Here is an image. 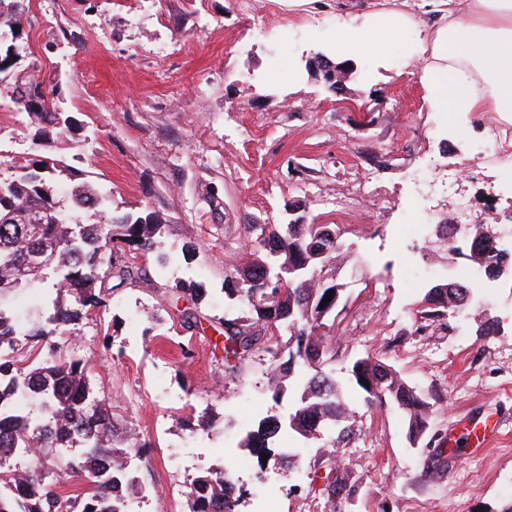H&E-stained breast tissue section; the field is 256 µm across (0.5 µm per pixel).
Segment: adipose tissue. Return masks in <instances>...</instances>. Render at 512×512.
Returning a JSON list of instances; mask_svg holds the SVG:
<instances>
[{
    "instance_id": "obj_1",
    "label": "adipose tissue",
    "mask_w": 512,
    "mask_h": 512,
    "mask_svg": "<svg viewBox=\"0 0 512 512\" xmlns=\"http://www.w3.org/2000/svg\"><path fill=\"white\" fill-rule=\"evenodd\" d=\"M432 22L409 50L421 64L430 111L445 112L463 95L465 112H512V0H422ZM412 13L390 7L346 29L336 49L374 51L413 25Z\"/></svg>"
}]
</instances>
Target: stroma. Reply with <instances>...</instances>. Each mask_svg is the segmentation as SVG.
<instances>
[{
	"label": "stroma",
	"instance_id": "stroma-1",
	"mask_svg": "<svg viewBox=\"0 0 512 512\" xmlns=\"http://www.w3.org/2000/svg\"><path fill=\"white\" fill-rule=\"evenodd\" d=\"M320 2L313 13L283 0L30 2L21 63L38 64L50 107L78 124L53 135L54 152L113 211H151L164 225L156 252L124 249L141 278L55 338L87 364L117 432L143 444L132 512H185L191 479L226 467L235 512H255L267 495L277 512H502L512 503V272L479 303L498 323L494 335L479 333L473 311L422 319L427 288L466 266L435 232L418 242L401 231L426 208L446 220L463 200L512 254V185L498 177L500 158L479 153L482 120L459 136L447 113L428 111L406 55L417 27L385 54L354 56L332 88L314 59L335 54L354 15ZM42 151L36 124L0 98V174ZM292 206L339 226L349 248L327 343L350 412L344 425L294 441L289 469L240 441L262 418L287 419L294 393L273 399L268 374L296 346L279 332L277 355L256 352L232 372L219 329L246 311L224 295L226 272L248 259L243 225L288 223ZM182 280L204 288L200 304L175 291ZM368 355L429 404L418 442L398 411L367 407L347 383L351 363ZM205 410L221 429L190 431ZM495 423L484 449L449 450ZM339 475L342 491L328 496Z\"/></svg>",
	"mask_w": 512,
	"mask_h": 512
}]
</instances>
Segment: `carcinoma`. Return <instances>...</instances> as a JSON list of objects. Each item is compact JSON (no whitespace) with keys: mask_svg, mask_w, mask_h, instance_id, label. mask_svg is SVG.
<instances>
[{"mask_svg":"<svg viewBox=\"0 0 512 512\" xmlns=\"http://www.w3.org/2000/svg\"><path fill=\"white\" fill-rule=\"evenodd\" d=\"M10 17L17 30L0 31V85L7 89L15 108L41 126L65 134L73 119L48 108L45 82L37 64L21 69L23 29L27 0H0V15ZM11 173L0 176V512H128L136 494L129 476L135 449L143 447L133 434L116 440L110 405L98 398L86 365L65 358L51 344L30 362L16 358L19 336L48 341L105 305V281L117 289L134 281L141 268L114 255L115 244H134L153 252L162 224L153 212L118 214L88 185H75L67 200L58 198L59 182L74 181L77 173L50 156L15 162ZM93 210L94 224L81 214ZM312 237L310 224H246L244 240L252 261L225 274L224 294L247 304L248 314L224 320L225 361L245 359L260 349L272 353L267 334L288 331L296 351L270 371L275 395L284 391L291 376H300L298 404L286 423L273 416L262 419L240 446L261 455L275 456L273 443L281 432L299 426L302 437L332 422L346 421L348 403L342 383L328 357V321L320 303L336 285L322 286L329 272L345 262L342 240L329 244L328 263L312 259L304 244ZM469 246L494 252L481 225H476ZM43 253L42 266L28 261ZM299 268L298 278L279 280L282 266ZM44 289L50 305L44 320L25 323L7 307L9 297L23 289ZM479 288L456 281L453 288L427 289L424 317L459 313L476 303ZM349 381L364 392L369 407H395L408 422L410 435L427 428L429 405L415 388L380 360L367 356L355 360ZM80 446L78 454L64 451ZM43 450L44 462L26 465L22 458ZM84 485L85 492L62 498L56 485L63 477ZM236 490L229 469L207 470L194 477L187 493V512H235V502L225 491Z\"/></svg>","mask_w":512,"mask_h":512,"instance_id":"1","label":"carcinoma"}]
</instances>
